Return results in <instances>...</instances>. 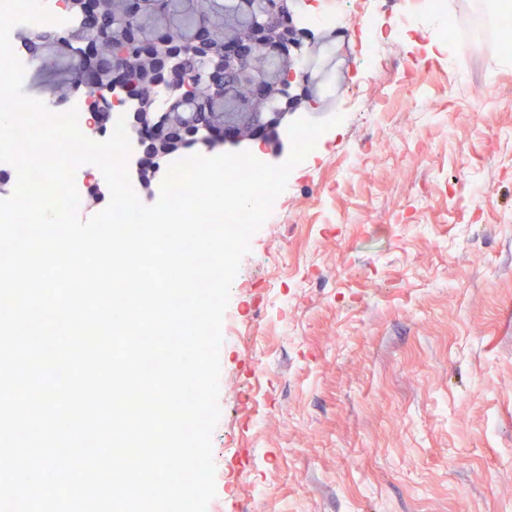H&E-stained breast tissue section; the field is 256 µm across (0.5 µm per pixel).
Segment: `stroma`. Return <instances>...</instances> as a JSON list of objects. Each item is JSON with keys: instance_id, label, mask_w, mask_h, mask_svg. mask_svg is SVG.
Masks as SVG:
<instances>
[{"instance_id": "1", "label": "stroma", "mask_w": 512, "mask_h": 512, "mask_svg": "<svg viewBox=\"0 0 512 512\" xmlns=\"http://www.w3.org/2000/svg\"><path fill=\"white\" fill-rule=\"evenodd\" d=\"M486 0H444L391 46L359 95L364 56L347 9L335 87L296 117L343 122L291 172L250 241L223 332L207 512H502L512 505L511 110L475 112L489 77L512 85V34ZM28 92L71 95L75 63L34 56ZM374 152L336 180V163Z\"/></svg>"}]
</instances>
